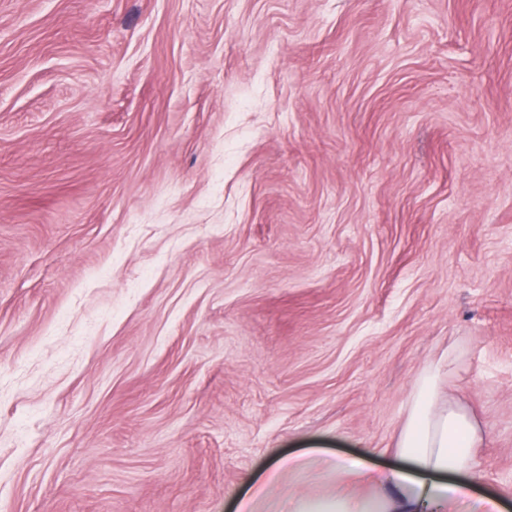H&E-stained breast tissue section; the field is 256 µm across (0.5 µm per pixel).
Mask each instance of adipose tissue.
Listing matches in <instances>:
<instances>
[{
  "label": "adipose tissue",
  "instance_id": "1",
  "mask_svg": "<svg viewBox=\"0 0 512 512\" xmlns=\"http://www.w3.org/2000/svg\"><path fill=\"white\" fill-rule=\"evenodd\" d=\"M456 363L455 353L441 355L417 379L399 441L404 467L378 471L357 458H288L290 471L347 487L333 499L295 498L294 512H501L497 497L471 495L484 435L469 410L443 394ZM362 486L369 495L359 494Z\"/></svg>",
  "mask_w": 512,
  "mask_h": 512
}]
</instances>
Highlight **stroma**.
Here are the masks:
<instances>
[{"label":"stroma","instance_id":"obj_1","mask_svg":"<svg viewBox=\"0 0 512 512\" xmlns=\"http://www.w3.org/2000/svg\"><path fill=\"white\" fill-rule=\"evenodd\" d=\"M452 346L512 512V0H0V512L398 466Z\"/></svg>","mask_w":512,"mask_h":512}]
</instances>
